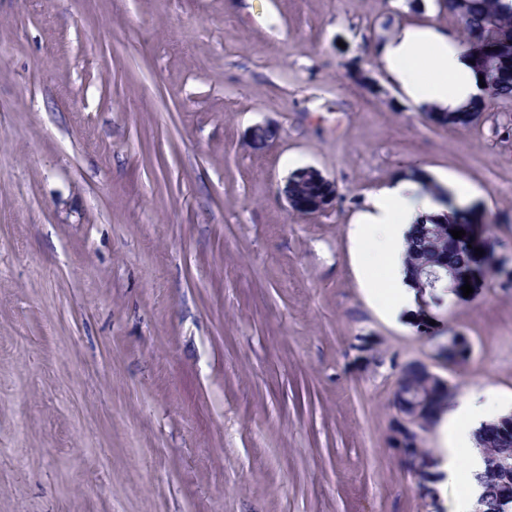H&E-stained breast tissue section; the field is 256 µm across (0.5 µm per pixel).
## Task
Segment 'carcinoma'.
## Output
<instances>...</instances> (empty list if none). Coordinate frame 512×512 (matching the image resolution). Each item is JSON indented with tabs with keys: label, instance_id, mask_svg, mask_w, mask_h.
<instances>
[{
	"label": "carcinoma",
	"instance_id": "cac0c4a2",
	"mask_svg": "<svg viewBox=\"0 0 512 512\" xmlns=\"http://www.w3.org/2000/svg\"><path fill=\"white\" fill-rule=\"evenodd\" d=\"M441 9L456 16L463 25V32L471 34L494 26L496 37L489 41L482 54L469 53L474 67L482 73L488 85L487 98L460 112H448L440 123L453 128L470 126L469 113L482 112L488 102L497 98H512V2L505 0H438ZM473 223H486L481 205L475 204L463 214L453 211L430 225L431 232L423 236L419 225H414L406 239L405 269L410 279L417 270L448 264L457 270L459 277L446 284V288L430 296L431 306L447 304L448 297L463 299L461 287L486 286L493 274V262L487 258L479 261L476 249L468 248L467 236L453 238L454 229L469 231ZM402 391L423 393L428 399V410L435 416L442 411L453 396L428 383V375L417 363L405 365L400 372ZM476 446L485 457L495 458L499 466L484 468L478 476L483 488L476 507L482 512H512V414L497 421L485 423L475 434ZM389 447L403 448L405 453L422 461L435 460L433 450L422 445V439L399 441L388 437Z\"/></svg>",
	"mask_w": 512,
	"mask_h": 512
}]
</instances>
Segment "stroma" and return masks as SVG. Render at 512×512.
Returning <instances> with one entry per match:
<instances>
[{"mask_svg":"<svg viewBox=\"0 0 512 512\" xmlns=\"http://www.w3.org/2000/svg\"><path fill=\"white\" fill-rule=\"evenodd\" d=\"M408 24L462 34L437 0H0V512H452L387 446L394 391H512V288L436 309L473 346L445 364L348 227L420 173L512 240V98L426 121L376 62ZM297 175L303 177L313 176L318 179H321L324 182H328L331 184L332 194L329 196L312 199L309 202H303L296 195L294 185L288 186V179L286 181L285 187L283 189V196L287 203L290 211L300 214V215H316L327 211L336 200V185L334 182L327 179L320 170L308 166L297 169Z\"/></svg>","mask_w":512,"mask_h":512,"instance_id":"35a3bbf8","label":"stroma"}]
</instances>
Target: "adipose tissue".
Instances as JSON below:
<instances>
[{
  "mask_svg": "<svg viewBox=\"0 0 512 512\" xmlns=\"http://www.w3.org/2000/svg\"><path fill=\"white\" fill-rule=\"evenodd\" d=\"M378 61L403 95L420 112H455L482 100L484 91L469 56L456 40L432 26H407L379 46ZM447 208L422 191L418 179L397 176L370 195L350 226L358 274L369 264L384 270L386 297L370 304L386 319L399 322L414 310L416 292L405 274L406 238L414 224L441 218ZM512 413V393L494 387L462 389L440 416L438 468L447 483L459 486L454 512H471L483 488L477 476L484 468L475 444L482 424Z\"/></svg>",
  "mask_w": 512,
  "mask_h": 512,
  "instance_id": "obj_1",
  "label": "adipose tissue"
}]
</instances>
